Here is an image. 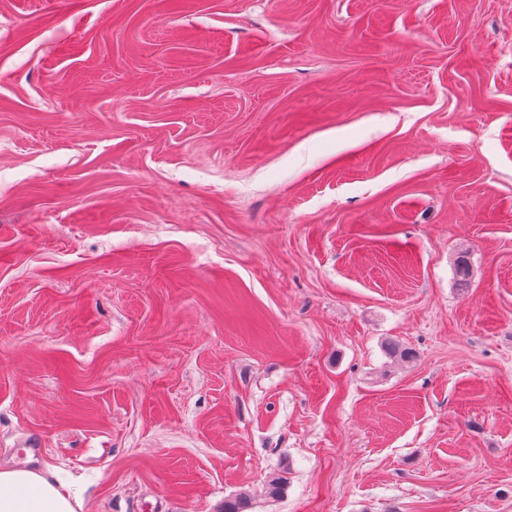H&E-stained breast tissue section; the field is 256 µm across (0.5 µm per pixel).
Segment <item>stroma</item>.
I'll return each mask as SVG.
<instances>
[{
	"label": "stroma",
	"mask_w": 512,
	"mask_h": 512,
	"mask_svg": "<svg viewBox=\"0 0 512 512\" xmlns=\"http://www.w3.org/2000/svg\"><path fill=\"white\" fill-rule=\"evenodd\" d=\"M12 466L512 512V0H0Z\"/></svg>",
	"instance_id": "1"
}]
</instances>
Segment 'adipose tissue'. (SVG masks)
Masks as SVG:
<instances>
[{
  "instance_id": "adipose-tissue-1",
  "label": "adipose tissue",
  "mask_w": 512,
  "mask_h": 512,
  "mask_svg": "<svg viewBox=\"0 0 512 512\" xmlns=\"http://www.w3.org/2000/svg\"><path fill=\"white\" fill-rule=\"evenodd\" d=\"M0 512H76L70 494L31 469L0 470Z\"/></svg>"
}]
</instances>
